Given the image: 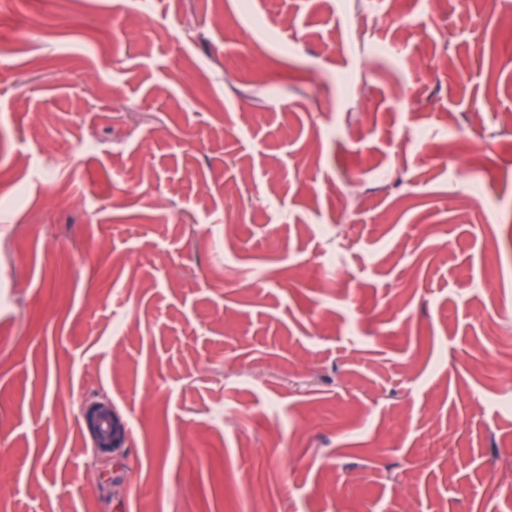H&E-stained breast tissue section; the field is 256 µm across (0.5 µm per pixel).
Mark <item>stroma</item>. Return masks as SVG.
Here are the masks:
<instances>
[{"label":"stroma","mask_w":512,"mask_h":512,"mask_svg":"<svg viewBox=\"0 0 512 512\" xmlns=\"http://www.w3.org/2000/svg\"><path fill=\"white\" fill-rule=\"evenodd\" d=\"M440 10L0 0V512H512V0ZM79 415L91 437L96 462L107 463L112 453L125 447L127 429L111 402L96 398L84 404Z\"/></svg>","instance_id":"obj_1"}]
</instances>
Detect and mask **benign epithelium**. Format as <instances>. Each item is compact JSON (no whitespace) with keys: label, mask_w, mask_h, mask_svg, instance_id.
Segmentation results:
<instances>
[{"label":"benign epithelium","mask_w":512,"mask_h":512,"mask_svg":"<svg viewBox=\"0 0 512 512\" xmlns=\"http://www.w3.org/2000/svg\"><path fill=\"white\" fill-rule=\"evenodd\" d=\"M79 415L91 437L96 462H108L112 453L125 447L127 429L111 402L96 398L84 404Z\"/></svg>","instance_id":"benign-epithelium-1"}]
</instances>
